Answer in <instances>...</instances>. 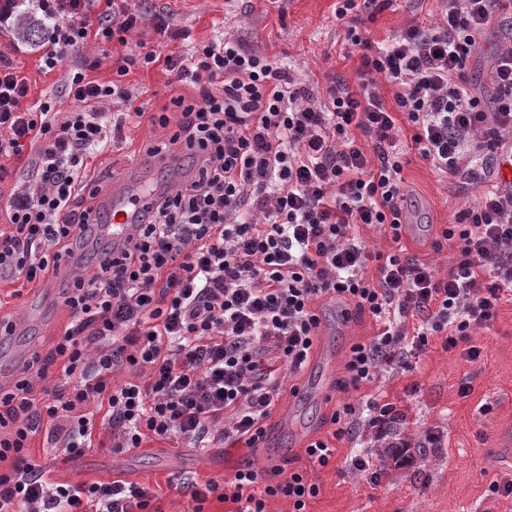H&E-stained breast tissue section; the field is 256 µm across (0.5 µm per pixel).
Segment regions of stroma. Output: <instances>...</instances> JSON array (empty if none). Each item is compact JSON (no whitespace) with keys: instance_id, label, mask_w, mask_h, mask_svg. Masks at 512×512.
<instances>
[{"instance_id":"stroma-1","label":"stroma","mask_w":512,"mask_h":512,"mask_svg":"<svg viewBox=\"0 0 512 512\" xmlns=\"http://www.w3.org/2000/svg\"><path fill=\"white\" fill-rule=\"evenodd\" d=\"M144 9H164L174 24L189 30L188 40L171 42L173 54L190 52L195 45L231 32L247 45L283 59L316 91H324L334 79L354 82L361 57L345 40L336 19V0H145ZM440 15L438 0H394L377 13L369 29L375 41H383L409 17L434 27ZM512 46V12L501 11L480 35L469 67V79L485 107H493L497 90L491 81L493 63ZM9 60L30 87V99H39L61 79V71L45 72L38 54L30 48L9 53ZM169 75L162 66L131 68L124 81L145 91L149 109L161 111L168 103ZM144 123L124 127L109 153L90 161L101 183H108L129 168L136 152L166 141L175 131ZM411 128L401 134L405 185L404 212L408 222L400 242L379 228L360 226L359 232L375 249L405 255L447 269L453 246L434 252L431 241L440 225L454 223L458 213L474 204L476 185L459 178L437 175L422 161L412 144ZM46 320L26 333L12 336L0 345V355L20 357L30 363L45 354L68 320L62 287H55L43 300ZM341 302L322 307V330L316 339L315 359L328 362L333 381L345 375L352 345L375 336L377 326L368 316L347 314ZM474 340L482 349L479 361L470 363L459 351L433 342L423 350L414 372L380 373L373 381L344 394V401L362 405L368 398L393 403L404 414L397 429L407 439L419 440L424 431L441 430L443 445L421 448L418 465L381 470L372 459L368 472L349 473L358 447L368 445L369 435L354 429L336 440V462L327 467L310 463L300 446L302 437H326L334 431L329 417L333 403L306 399L297 403L282 397L281 406L292 409L291 427L270 433L266 454H255L245 442L218 444L207 454L180 441L149 439L141 447L115 451L112 436L101 430L100 447L91 449L78 462H71L64 449L53 447L46 433L32 437L25 454L31 463L44 467L58 482L102 481L117 477L150 486L156 493L155 512H193L194 502L183 485L230 477L247 460L255 465L289 461L302 469L319 494L308 512H512V496L492 493L491 487L512 475V463L493 456L498 427L512 424V302L503 301L489 328L479 330ZM380 479H372L373 470Z\"/></svg>"}]
</instances>
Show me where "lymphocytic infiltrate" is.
<instances>
[{"label": "lymphocytic infiltrate", "mask_w": 512, "mask_h": 512, "mask_svg": "<svg viewBox=\"0 0 512 512\" xmlns=\"http://www.w3.org/2000/svg\"><path fill=\"white\" fill-rule=\"evenodd\" d=\"M42 22L31 49L45 71L82 56L88 44L118 42L126 55L119 80L99 82L87 66L65 76L33 103L29 86L0 57V161L26 160L27 177L0 205V282L55 277L80 248L96 211L90 157L108 151L127 125L142 123L146 102L125 84L130 67L171 72L177 130L163 150L186 151L183 181L150 198L120 248L105 246L92 274L72 281L69 321L52 350L0 397V512H148L153 491L136 482L55 483L28 462L29 436L47 438L75 460L94 445L96 414L115 449L173 438L207 451L214 442L264 437L283 381L275 367L300 371L310 359L327 300L352 306L380 330L352 346L342 388L380 372H413L432 341L482 355L473 342L512 295V181L490 170L512 165V50L493 66L498 90L485 109L468 80L477 39L504 0H439L441 22L413 21L376 44L366 13L392 0H337L336 17L361 51L357 86L336 80L318 96L287 63L224 35L180 56L168 42L187 38L163 10L134 0H0V25L19 2ZM394 88L392 102L379 82ZM70 111H58L61 100ZM118 111H111V104ZM419 156L443 177L480 185L476 204L432 243L452 242L447 273L402 253L373 251L357 233L376 226L400 241L403 127ZM151 147V154H158ZM375 275H367L368 264ZM419 325L405 331L407 317ZM64 380L35 390L53 364ZM392 403H341L329 421L333 439L364 422L395 466L414 462L395 425ZM333 439L311 440L310 462L336 458ZM203 512L209 497L233 512H267L272 497L307 512L318 488L303 471L279 464L241 465L224 482L188 486Z\"/></svg>", "instance_id": "obj_1"}]
</instances>
